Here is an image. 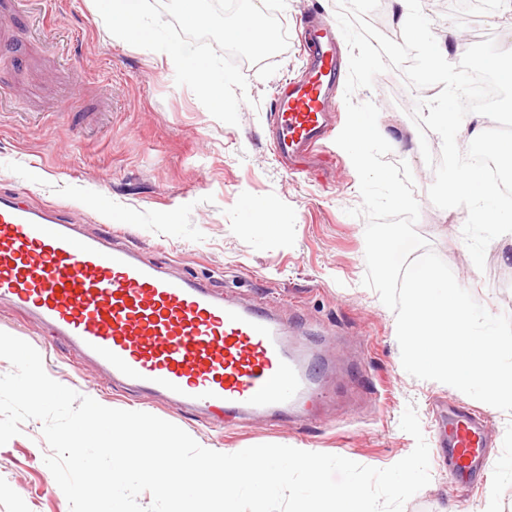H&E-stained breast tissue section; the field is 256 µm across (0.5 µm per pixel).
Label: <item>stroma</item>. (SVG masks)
<instances>
[{"instance_id": "1", "label": "stroma", "mask_w": 512, "mask_h": 512, "mask_svg": "<svg viewBox=\"0 0 512 512\" xmlns=\"http://www.w3.org/2000/svg\"><path fill=\"white\" fill-rule=\"evenodd\" d=\"M50 2L45 17L26 0H0V20L14 23L12 48H0V192L75 214L87 234L113 233L159 264L246 301L276 305L288 323L316 325L312 345L336 365L328 379L333 398L306 422L262 418L228 427L113 387L11 307L0 306V331L30 343L58 383L110 408L158 416L201 446L229 453L280 444L386 468L415 447L399 426L414 405L430 449L431 481L404 512H482L490 497L498 512H512V477L502 472L512 459V414L407 374L395 315L362 284L366 220L348 214L362 203L349 156L330 139L317 170L291 171L269 142L274 99L305 67L302 22L313 13L335 19L336 0H287L278 18L288 47L259 64L242 63L250 100L241 104L236 126L212 117L188 87L176 85L164 53L112 39L93 0ZM417 20L436 50L458 63L470 24L444 0H421ZM439 91L411 89L390 70L353 99L378 106V125L392 147L388 161L411 167L418 234L491 314H512V242L488 246L485 267L477 269L462 236L465 208L440 209L428 197L434 173L420 143L428 141L436 154L441 140L432 132L420 137L411 113L416 100ZM266 205L278 211L282 231L244 230L246 216ZM451 400L485 412L492 427L486 478L474 487L458 486L445 462L439 414ZM49 453L36 420L0 445V512H70L44 462Z\"/></svg>"}]
</instances>
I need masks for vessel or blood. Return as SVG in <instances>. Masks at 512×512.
I'll list each match as a JSON object with an SVG mask.
<instances>
[{"instance_id": "b4317fda", "label": "vessel or blood", "mask_w": 512, "mask_h": 512, "mask_svg": "<svg viewBox=\"0 0 512 512\" xmlns=\"http://www.w3.org/2000/svg\"><path fill=\"white\" fill-rule=\"evenodd\" d=\"M310 66L275 101L272 148L286 162L320 152L336 110L339 64L332 22L308 34ZM0 304L38 320L113 380L176 408L242 421L313 402L316 354L273 306L215 292L117 248L81 235L57 217L0 193ZM448 463L464 482L486 470L490 434L480 411L449 403Z\"/></svg>"}]
</instances>
